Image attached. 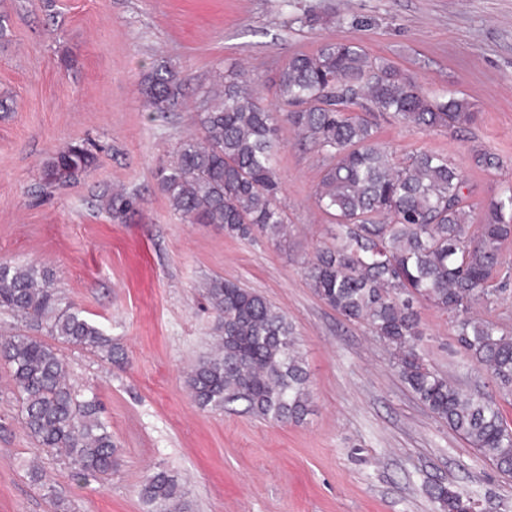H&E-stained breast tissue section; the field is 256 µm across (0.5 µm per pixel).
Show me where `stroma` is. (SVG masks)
Returning a JSON list of instances; mask_svg holds the SVG:
<instances>
[{
	"label": "stroma",
	"instance_id": "stroma-1",
	"mask_svg": "<svg viewBox=\"0 0 512 512\" xmlns=\"http://www.w3.org/2000/svg\"><path fill=\"white\" fill-rule=\"evenodd\" d=\"M0 260L47 267L65 302L101 325L123 366L65 349L75 384L96 394L119 459L111 476L81 479L20 424L10 373L0 363V512H147L140 489L154 471L178 474L192 512H440L428 485L478 493L484 512H512V478L412 395L368 326L327 306L306 275L335 230L317 207L321 157L280 124L277 158L288 232L239 239L173 211L156 173L197 134L191 114L216 71L244 70L261 103L275 98L294 54L354 41L392 61L424 91L465 94L467 129L420 131L376 118L397 161L443 154L466 178L472 210L512 187V0H0ZM175 66L177 105L149 109L141 81ZM96 161L64 188L41 184L43 163L72 143ZM494 158L479 167L476 153ZM138 197L112 218L98 197ZM238 282L292 322L312 392L299 423L264 421L243 404L201 409L186 383L209 352L216 324L203 283ZM497 302L475 316L512 331V240L501 251ZM421 356L467 390L495 397L512 427V398L468 366L450 318L418 307ZM39 467L44 484L32 482Z\"/></svg>",
	"mask_w": 512,
	"mask_h": 512
}]
</instances>
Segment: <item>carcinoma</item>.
Masks as SVG:
<instances>
[{"mask_svg": "<svg viewBox=\"0 0 512 512\" xmlns=\"http://www.w3.org/2000/svg\"><path fill=\"white\" fill-rule=\"evenodd\" d=\"M249 84L232 70L204 95L192 116L201 135L182 140L174 160L156 173L171 207L191 224H216L232 237H280L286 216L276 154L278 122L286 121L322 156L315 200L336 225V243L320 249L308 270L311 287L346 319L365 322L415 397L511 477L512 428L492 399L464 391L420 356L416 304L425 301L449 315L469 361L512 395V334L472 315L474 305L498 297L493 279L501 247L512 238V187L485 202L471 235L462 172L447 156L428 151L395 163L371 119L378 112L422 131L465 129L475 120V105L463 96L425 92L352 41L288 59L276 87L286 106L280 114L263 106ZM141 91L154 112L167 111L181 91L175 68L152 67ZM94 162L88 147L71 144L44 163L42 181L69 186ZM100 202L119 219L134 209L136 196L105 191ZM206 299L218 322L213 349L187 374L195 403L222 410L241 401L262 420L302 422L311 406L309 374L287 315L229 280L211 282ZM0 311L56 341L0 340L24 432L81 479L112 475L118 458L110 425L96 397L74 386L59 345L117 365L124 360L120 347L73 306H61L50 271L35 263L0 260ZM141 495L148 512H189L185 488L169 470L153 472ZM429 495L441 512H469L473 501L444 485Z\"/></svg>", "mask_w": 512, "mask_h": 512, "instance_id": "1", "label": "carcinoma"}]
</instances>
